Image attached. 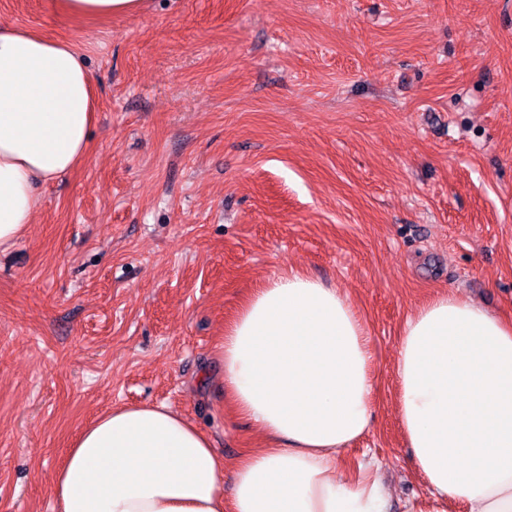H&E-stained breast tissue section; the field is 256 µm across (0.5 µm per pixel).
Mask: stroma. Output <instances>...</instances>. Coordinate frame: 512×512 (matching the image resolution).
I'll list each match as a JSON object with an SVG mask.
<instances>
[{"label":"stroma","mask_w":512,"mask_h":512,"mask_svg":"<svg viewBox=\"0 0 512 512\" xmlns=\"http://www.w3.org/2000/svg\"><path fill=\"white\" fill-rule=\"evenodd\" d=\"M0 22L83 47L85 161L39 189L0 253V512H52L80 431L166 405L224 456L264 440L223 403L241 302L298 270L373 352L368 431L389 512L427 494L401 429L403 325L452 290L512 315V0H147L132 16L0 0Z\"/></svg>","instance_id":"1"}]
</instances>
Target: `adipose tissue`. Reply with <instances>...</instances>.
Instances as JSON below:
<instances>
[{"label": "adipose tissue", "instance_id": "ef3b65f1", "mask_svg": "<svg viewBox=\"0 0 512 512\" xmlns=\"http://www.w3.org/2000/svg\"><path fill=\"white\" fill-rule=\"evenodd\" d=\"M145 0H57L66 15L109 17ZM95 80L73 42L0 24V251L25 235L36 187L88 152ZM237 414L265 438L238 460L164 406H122L85 427L52 488L53 512H388L363 463L336 454L369 427L372 351L340 293L279 276L243 304L219 345ZM395 371L402 431L428 487L409 512H512V321L445 292L403 326Z\"/></svg>", "mask_w": 512, "mask_h": 512}]
</instances>
